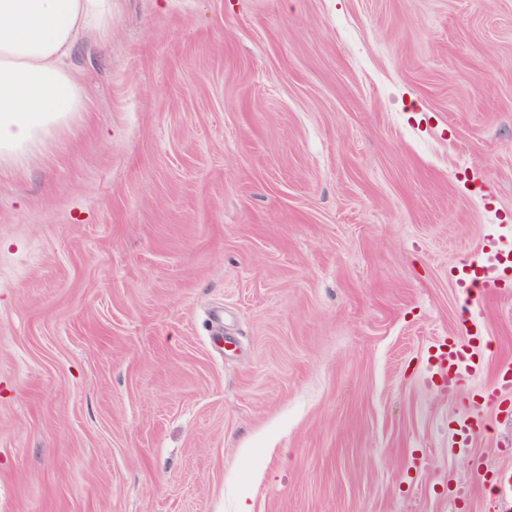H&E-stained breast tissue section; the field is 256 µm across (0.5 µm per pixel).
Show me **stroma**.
Instances as JSON below:
<instances>
[{
	"label": "stroma",
	"mask_w": 512,
	"mask_h": 512,
	"mask_svg": "<svg viewBox=\"0 0 512 512\" xmlns=\"http://www.w3.org/2000/svg\"><path fill=\"white\" fill-rule=\"evenodd\" d=\"M71 64L0 172V512H498L512 0H113ZM512 242L507 244L498 240H487L471 261L466 277L463 279L464 288H469L476 295H481L486 288H492V283L498 278L492 276L501 269L504 274L511 269ZM480 336H470L468 345L455 339L448 340V351L440 355L439 366L448 374V393H452L461 378L471 376L479 366L470 352L473 341ZM502 390H512V363H502L499 365L495 378L488 387L486 399L493 402Z\"/></svg>",
	"instance_id": "1"
}]
</instances>
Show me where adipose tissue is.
<instances>
[{
    "instance_id": "1",
    "label": "adipose tissue",
    "mask_w": 512,
    "mask_h": 512,
    "mask_svg": "<svg viewBox=\"0 0 512 512\" xmlns=\"http://www.w3.org/2000/svg\"><path fill=\"white\" fill-rule=\"evenodd\" d=\"M86 33L111 35L112 0H0V167L87 111L83 80L65 63Z\"/></svg>"
}]
</instances>
